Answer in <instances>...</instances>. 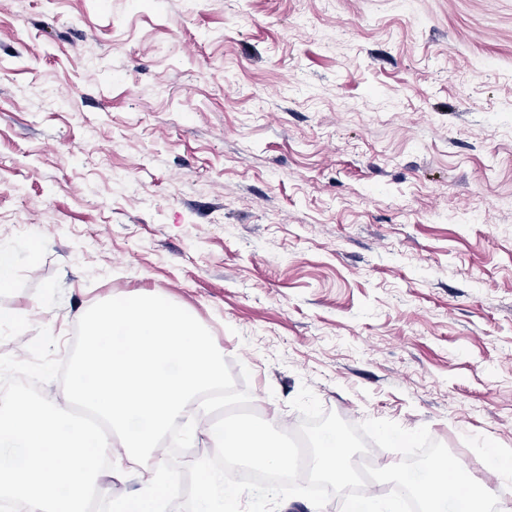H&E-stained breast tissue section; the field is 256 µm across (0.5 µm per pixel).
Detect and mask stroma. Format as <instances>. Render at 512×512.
Masks as SVG:
<instances>
[{
    "mask_svg": "<svg viewBox=\"0 0 512 512\" xmlns=\"http://www.w3.org/2000/svg\"><path fill=\"white\" fill-rule=\"evenodd\" d=\"M0 355L157 288L296 432L512 448V0H0Z\"/></svg>",
    "mask_w": 512,
    "mask_h": 512,
    "instance_id": "obj_1",
    "label": "stroma"
}]
</instances>
